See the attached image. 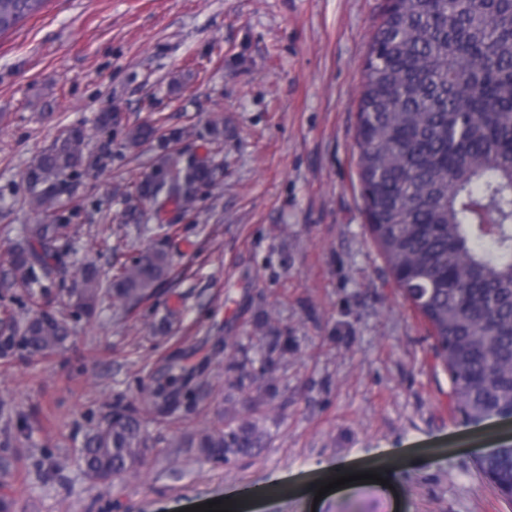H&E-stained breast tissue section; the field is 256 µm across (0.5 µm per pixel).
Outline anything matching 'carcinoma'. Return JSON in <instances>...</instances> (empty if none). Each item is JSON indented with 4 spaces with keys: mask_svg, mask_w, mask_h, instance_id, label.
<instances>
[{
    "mask_svg": "<svg viewBox=\"0 0 512 512\" xmlns=\"http://www.w3.org/2000/svg\"><path fill=\"white\" fill-rule=\"evenodd\" d=\"M46 3L0 0V35ZM181 136L162 133L152 120L123 128L126 148ZM356 145L369 232L397 287L429 323L453 411L469 423L511 414L512 0H386L364 68ZM93 158L83 131L70 128L28 168V204L38 222L10 256L13 283L29 288L60 272L57 244L70 227L60 198ZM220 169L212 157L167 151L127 202L134 210L147 201L158 213L170 206L187 212ZM170 268L160 247L119 263L106 284L88 266L76 306L92 309L105 287L114 301L135 305L163 285ZM68 338L65 317L38 306L0 334V355H45ZM281 350L278 339L263 349L262 372L275 370ZM151 399L163 415L180 404V392L159 384ZM256 444L245 428L186 442L206 457ZM145 452L138 417L116 408L88 438L81 460L89 478L106 483L143 464ZM477 466L498 490L512 487V446Z\"/></svg>",
    "mask_w": 512,
    "mask_h": 512,
    "instance_id": "carcinoma-1",
    "label": "carcinoma"
}]
</instances>
